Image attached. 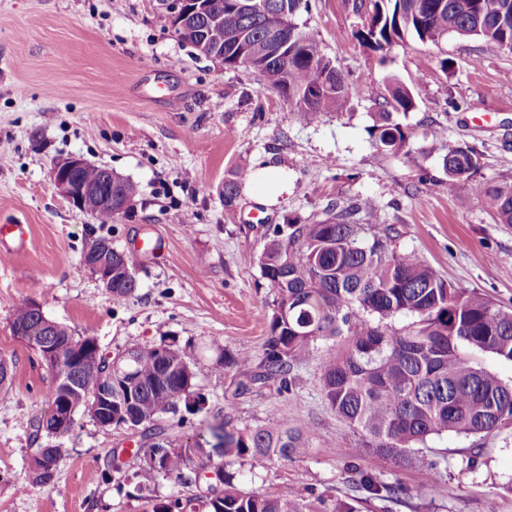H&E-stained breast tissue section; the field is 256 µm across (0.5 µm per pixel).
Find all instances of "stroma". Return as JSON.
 Returning a JSON list of instances; mask_svg holds the SVG:
<instances>
[{
    "instance_id": "obj_1",
    "label": "stroma",
    "mask_w": 512,
    "mask_h": 512,
    "mask_svg": "<svg viewBox=\"0 0 512 512\" xmlns=\"http://www.w3.org/2000/svg\"><path fill=\"white\" fill-rule=\"evenodd\" d=\"M367 19L353 0H311L298 17L354 83L345 111L311 123L257 72L225 68L180 41L161 0H0V225L29 227L26 246L0 261V357L14 363L12 391L0 398V512H144L148 500L190 492L172 477L140 489L129 466L106 472L127 434L83 413L53 484L18 492L33 451L30 425L52 384L11 333L23 301L74 335L95 337L106 353L134 339L197 353L193 394L210 416L232 415L238 427L305 421L316 434L291 459L256 470L229 463L241 489L347 502L356 475L342 451L364 440L325 404L317 359L297 367L289 394L269 381L239 396L241 368L220 377L211 370L212 344L263 358L273 295L259 258L269 228L369 198L393 227L396 251H415L455 287L512 309V224L497 223L472 181L448 190L442 162L447 142L472 147L480 154L473 181L512 184V51L451 33L434 44L409 36L381 56L355 37ZM395 82L414 92L416 106L393 112L408 143L391 154L371 132ZM71 154L135 182L131 210L102 224L63 198L52 167ZM240 168L284 175L287 194L265 206L258 186L242 184L237 213L225 218L224 180ZM99 235L127 252L145 237L166 242L136 261L137 288L126 300H113L81 263ZM440 453L448 474L439 485L391 505L357 502L359 512H487L491 502L512 512V425L432 438L405 462L368 453L358 463L414 489L427 485V464Z\"/></svg>"
}]
</instances>
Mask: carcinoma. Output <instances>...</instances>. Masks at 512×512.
Instances as JSON below:
<instances>
[{
  "mask_svg": "<svg viewBox=\"0 0 512 512\" xmlns=\"http://www.w3.org/2000/svg\"><path fill=\"white\" fill-rule=\"evenodd\" d=\"M252 9L229 7V0H209L208 19L174 30L178 39L196 46L204 39L224 51V66L234 67L236 39L262 51L269 15L288 11L296 20L309 10L310 0H252ZM448 33L475 35L512 51V0H373L367 29L357 40L383 52L408 34L434 42ZM288 53L259 69L270 87L311 121L327 112L346 109L352 83L333 71L319 42L296 29ZM390 106L407 112L415 96L407 87L393 89ZM375 145L385 151L403 150L408 136L379 113ZM480 167L479 153L469 147L446 145L443 168L448 192L470 179ZM248 175L239 169L224 180V214H235L239 189ZM474 193L492 210L498 223L512 224V185L472 184ZM112 194L133 199L137 186L120 175L112 179ZM363 214L362 223L351 217ZM92 244L112 253V298L123 301L137 288L132 256L98 236ZM263 279L273 294V314L264 342V357L252 367L253 354L227 358L214 346L212 369L224 373L235 363L251 385L275 379L286 393L295 387L293 371L319 356L320 390L338 417L364 437L363 448H341L354 459L365 453L405 461L415 447L435 436H487L512 423V386L475 366L466 354L477 349L512 361V310L494 305L476 290L456 288L413 252L389 248V233L379 227L378 209L368 199L345 207L311 224L275 226L260 255ZM409 322L398 327L395 319ZM20 327V340L36 350L44 345L62 349L53 363L48 408L33 424L34 435L50 442L43 456L59 463L65 454L62 439L73 429L53 426L60 397L73 411L86 410L106 377L109 360L94 348L96 339L77 338L71 329L42 315L32 302L20 303L11 328ZM129 356L130 383L112 380L114 427H135L133 452L142 454L134 473L148 488L161 476H173L199 488L195 494L155 502L151 512H357L345 501L324 495L277 496L240 489L226 472L228 459L246 458L251 468L274 459H287L315 439L307 422L290 426L271 421L237 428L219 420L207 425V435H187L188 420L166 421L185 407L190 415L203 410L190 401L195 386L193 355L175 344L156 346L130 341L119 356ZM36 457L29 461V485L45 487L55 478ZM356 483L371 498L401 501L410 490L387 482L356 464Z\"/></svg>",
  "mask_w": 512,
  "mask_h": 512,
  "instance_id": "1",
  "label": "carcinoma"
}]
</instances>
